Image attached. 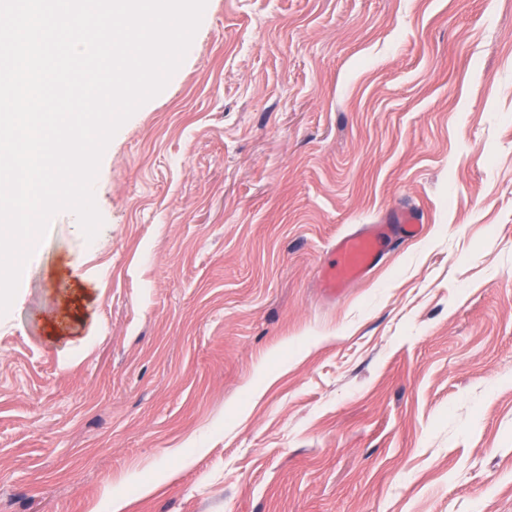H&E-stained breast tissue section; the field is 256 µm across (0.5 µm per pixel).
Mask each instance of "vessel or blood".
Wrapping results in <instances>:
<instances>
[{
    "instance_id": "b4317fda",
    "label": "vessel or blood",
    "mask_w": 512,
    "mask_h": 512,
    "mask_svg": "<svg viewBox=\"0 0 512 512\" xmlns=\"http://www.w3.org/2000/svg\"><path fill=\"white\" fill-rule=\"evenodd\" d=\"M423 224L422 212L404 208L390 212L380 223L367 224L338 237L321 270L320 286L324 294L333 298L363 281L378 264L390 242L418 237Z\"/></svg>"
}]
</instances>
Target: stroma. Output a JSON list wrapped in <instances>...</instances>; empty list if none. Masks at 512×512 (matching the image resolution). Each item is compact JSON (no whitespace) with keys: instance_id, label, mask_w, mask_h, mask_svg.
Returning a JSON list of instances; mask_svg holds the SVG:
<instances>
[{"instance_id":"stroma-1","label":"stroma","mask_w":512,"mask_h":512,"mask_svg":"<svg viewBox=\"0 0 512 512\" xmlns=\"http://www.w3.org/2000/svg\"><path fill=\"white\" fill-rule=\"evenodd\" d=\"M93 191L0 316V512H512V0H207ZM422 212L404 208L390 212L379 224H366L338 237L321 270L320 288L330 298L363 281L378 264L388 244L411 240L423 230Z\"/></svg>"}]
</instances>
